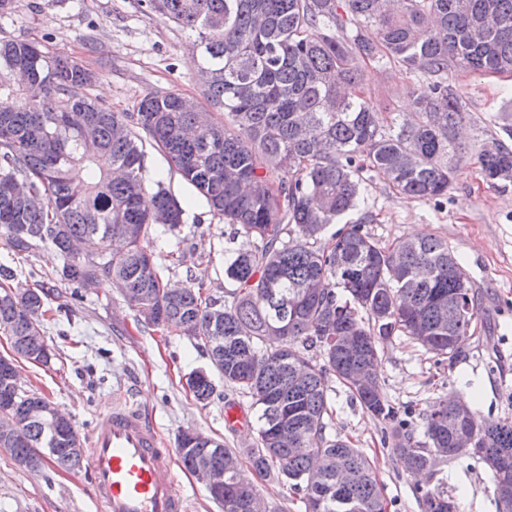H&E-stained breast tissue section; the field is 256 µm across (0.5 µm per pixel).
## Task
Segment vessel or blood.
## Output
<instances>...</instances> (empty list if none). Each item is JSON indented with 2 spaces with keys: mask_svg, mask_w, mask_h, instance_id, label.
Returning <instances> with one entry per match:
<instances>
[{
  "mask_svg": "<svg viewBox=\"0 0 512 512\" xmlns=\"http://www.w3.org/2000/svg\"><path fill=\"white\" fill-rule=\"evenodd\" d=\"M88 448L99 512H188L175 488L176 452L137 405L116 398L90 430Z\"/></svg>",
  "mask_w": 512,
  "mask_h": 512,
  "instance_id": "1",
  "label": "vessel or blood"
}]
</instances>
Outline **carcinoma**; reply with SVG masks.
<instances>
[{
	"instance_id": "obj_1",
	"label": "carcinoma",
	"mask_w": 512,
	"mask_h": 512,
	"mask_svg": "<svg viewBox=\"0 0 512 512\" xmlns=\"http://www.w3.org/2000/svg\"><path fill=\"white\" fill-rule=\"evenodd\" d=\"M191 32L204 95L219 117L188 109L175 92L145 95L115 112L91 95L97 74L27 39L0 40V239L11 256L41 248L63 259L60 279L79 293L86 277L124 286L137 321L202 337L224 384L251 399L254 446L238 452L196 432L177 439L184 468L197 456L224 462V512H248L261 479L301 494L305 512H387L375 470L358 448L328 432L336 380L361 408L391 426L407 470L434 472L441 460L478 457L492 474L496 512L512 496V420L473 425L450 395L423 417L422 436L381 390L382 342L406 336L453 360L478 314L471 283L448 241L434 235L381 244L364 222L328 232L364 202L362 173L382 175L407 199L448 193L465 147L455 138L465 104L451 69L512 75V0H148ZM397 62L431 75L410 91L415 112L387 117L360 87L359 62ZM153 150L231 225L250 248L224 251V301L165 281L151 250L155 225L174 232L184 209L147 164ZM485 179L512 181V149H482ZM97 251L71 260L73 240ZM0 264V331L13 355L0 359V417L18 426L0 448L39 471L72 470L83 440L61 416L36 419L48 399L15 386L8 362L46 365L27 338L44 328L51 293L14 285ZM468 304L448 324V306ZM332 336H357L355 347ZM363 371L366 382L357 384ZM207 403L211 373L189 374ZM463 414L474 448H448V414ZM424 512H457L435 486L420 489Z\"/></svg>"
}]
</instances>
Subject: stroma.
Segmentation results:
<instances>
[{
    "mask_svg": "<svg viewBox=\"0 0 512 512\" xmlns=\"http://www.w3.org/2000/svg\"><path fill=\"white\" fill-rule=\"evenodd\" d=\"M0 37L28 38L82 62L98 75L93 96L117 112L133 111L155 90L202 96L193 37L145 0H13L0 17ZM360 74L367 97L397 113L412 111L409 92L427 80L425 72L397 63H366ZM448 79L466 103L456 133L469 155L447 194L409 200L367 171L365 204L345 217L352 224L368 215L366 231L384 244L429 234L446 240L479 294V314L455 364L438 361L403 337L384 346L383 394L417 425L434 401L449 394L470 399L482 420L512 419V182L487 183L476 162L481 145L512 148V76L452 70ZM164 183L181 202L184 222L155 243L158 267L175 286L199 285L204 295L222 298L224 252L239 249L242 239H229V225L213 217L178 174L165 175ZM1 262L12 263L30 287L61 286V260L49 250L15 262L0 243ZM44 334L55 355L45 366L19 362L21 386L48 398L81 435L125 395L151 415L168 441L192 430L236 451L254 443V425L231 429L224 421L228 405L245 408L249 399L218 377L209 402H196L186 379L192 371L210 369L207 354L188 337L138 326L119 285L81 291L67 314L45 322ZM334 400L331 431L350 439L372 462L388 512H424L418 488L426 480L408 473L384 444L388 425L350 403L345 388H337ZM91 465L85 455L71 471L30 472L0 452V512H98L85 480ZM438 475L459 512H496L490 473L477 457L440 463Z\"/></svg>",
    "mask_w": 512,
    "mask_h": 512,
    "instance_id": "obj_1",
    "label": "stroma"
}]
</instances>
